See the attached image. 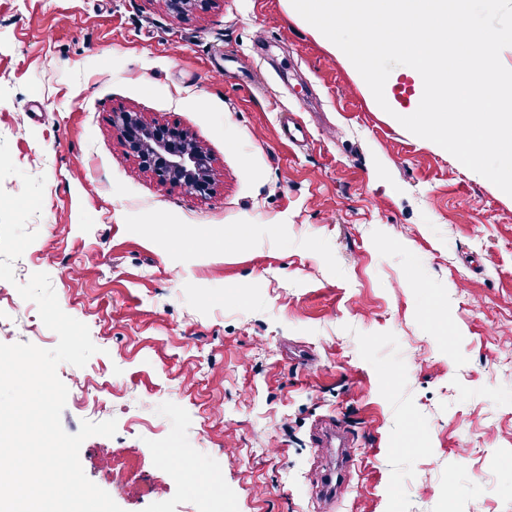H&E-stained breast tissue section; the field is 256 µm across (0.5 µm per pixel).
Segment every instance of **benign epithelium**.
Masks as SVG:
<instances>
[{
  "mask_svg": "<svg viewBox=\"0 0 512 512\" xmlns=\"http://www.w3.org/2000/svg\"><path fill=\"white\" fill-rule=\"evenodd\" d=\"M112 124L122 129L127 152L159 182L179 185L195 197L211 195L210 157L178 124L150 126L122 110L112 111Z\"/></svg>",
  "mask_w": 512,
  "mask_h": 512,
  "instance_id": "1",
  "label": "benign epithelium"
}]
</instances>
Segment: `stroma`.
<instances>
[{
	"label": "stroma",
	"instance_id": "obj_1",
	"mask_svg": "<svg viewBox=\"0 0 512 512\" xmlns=\"http://www.w3.org/2000/svg\"><path fill=\"white\" fill-rule=\"evenodd\" d=\"M228 51L259 61L251 86L215 72ZM417 93L395 67L380 107L289 0H0V139L46 178L0 343L57 344L16 289L47 273L98 348L58 368L61 423L116 420L79 457L123 512L208 496L167 477L168 445L218 471L228 512H317L329 418L354 459L333 512H512V196L396 120ZM119 109L185 129L212 195L141 169ZM289 113L305 146L278 136Z\"/></svg>",
	"mask_w": 512,
	"mask_h": 512
}]
</instances>
